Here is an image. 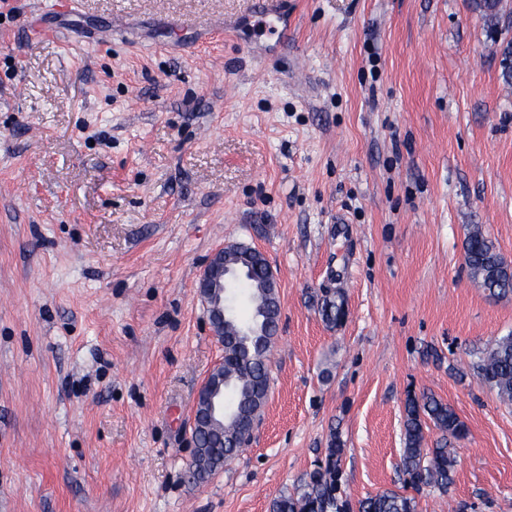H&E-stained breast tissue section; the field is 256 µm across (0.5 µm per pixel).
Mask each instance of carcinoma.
Here are the masks:
<instances>
[{
	"label": "carcinoma",
	"instance_id": "obj_1",
	"mask_svg": "<svg viewBox=\"0 0 512 512\" xmlns=\"http://www.w3.org/2000/svg\"><path fill=\"white\" fill-rule=\"evenodd\" d=\"M240 254L248 256L252 273L239 283L250 304L247 318L234 317L224 324L218 340L224 345V407L230 416L221 429L198 433L195 456L188 464L193 482L205 481L241 451L242 439L261 411L269 390L268 344L278 332L280 304L278 293L264 287L267 266L254 247L238 244ZM464 260L470 277L489 296L512 297V265L498 251L495 243L478 224L469 227L464 240ZM321 314L328 324L339 323L344 316L342 295L321 303ZM478 377L497 390L499 398L512 403V333L502 336L473 363ZM434 426L456 439L467 433L466 425L448 404L432 395L410 397L405 403L404 448L400 465L405 485L418 491L430 487L448 493L457 464L454 451L446 446L426 447V430ZM344 448L338 437L331 438L324 460L310 473L301 488L272 501L271 512H416L413 497L393 490L370 495L357 506L341 493Z\"/></svg>",
	"mask_w": 512,
	"mask_h": 512
}]
</instances>
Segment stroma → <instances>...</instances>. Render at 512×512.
I'll return each mask as SVG.
<instances>
[{"instance_id":"stroma-1","label":"stroma","mask_w":512,"mask_h":512,"mask_svg":"<svg viewBox=\"0 0 512 512\" xmlns=\"http://www.w3.org/2000/svg\"><path fill=\"white\" fill-rule=\"evenodd\" d=\"M45 2L0 21V512H271L334 432L344 497L399 491L424 394L468 434L417 512H512V404L472 368L512 298L464 262L472 224L512 261V33L477 0H287L284 40L262 0ZM227 242L279 330L250 444L195 485Z\"/></svg>"}]
</instances>
